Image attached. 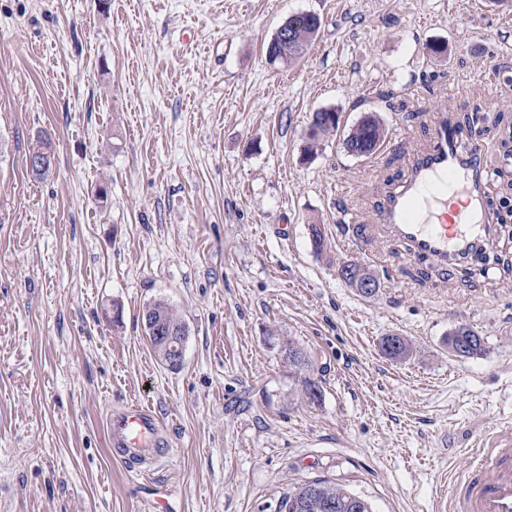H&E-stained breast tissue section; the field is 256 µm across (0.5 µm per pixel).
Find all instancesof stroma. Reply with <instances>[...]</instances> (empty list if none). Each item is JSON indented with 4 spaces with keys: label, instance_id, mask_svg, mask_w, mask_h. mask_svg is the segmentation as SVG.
I'll use <instances>...</instances> for the list:
<instances>
[{
    "label": "stroma",
    "instance_id": "1",
    "mask_svg": "<svg viewBox=\"0 0 512 512\" xmlns=\"http://www.w3.org/2000/svg\"><path fill=\"white\" fill-rule=\"evenodd\" d=\"M304 11L317 38L269 64ZM321 108L341 123L307 160ZM371 112L384 141L349 156ZM441 112L488 139L489 202L512 220V0H0V512H277L314 479L373 512H435L512 429V273L416 279L373 225ZM347 261L374 295L337 276ZM157 300L189 327L177 369L144 335ZM458 325L484 354L449 353ZM392 335L410 358L382 354ZM131 402L166 426L148 470L107 436ZM293 21L297 23L295 30V38L297 42L293 46H277L274 49V53L277 54V59L273 56V51L267 53V60L272 62L275 60L276 63L292 64L299 61L306 50L311 46L313 40L317 37L321 28V20L319 15L310 12L297 13ZM291 16L285 20L274 33L271 44H277L279 42H288L294 35V26L291 22Z\"/></svg>",
    "mask_w": 512,
    "mask_h": 512
}]
</instances>
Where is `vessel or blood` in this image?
Listing matches in <instances>:
<instances>
[{
	"label": "vessel or blood",
	"mask_w": 512,
	"mask_h": 512,
	"mask_svg": "<svg viewBox=\"0 0 512 512\" xmlns=\"http://www.w3.org/2000/svg\"><path fill=\"white\" fill-rule=\"evenodd\" d=\"M486 141L440 114L427 148L388 186L378 222L403 243L410 263L465 278L482 263L498 219L487 196ZM111 443L126 463L140 464L164 444L157 415L128 404L107 419ZM467 477L451 487L455 512H512V448L479 451Z\"/></svg>",
	"instance_id": "obj_1"
}]
</instances>
